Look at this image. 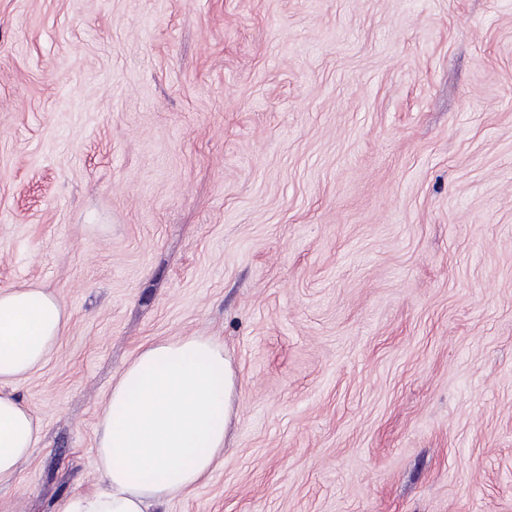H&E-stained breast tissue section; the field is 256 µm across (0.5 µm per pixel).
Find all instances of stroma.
Returning a JSON list of instances; mask_svg holds the SVG:
<instances>
[{"label": "stroma", "mask_w": 512, "mask_h": 512, "mask_svg": "<svg viewBox=\"0 0 512 512\" xmlns=\"http://www.w3.org/2000/svg\"><path fill=\"white\" fill-rule=\"evenodd\" d=\"M70 313L0 512L99 490L148 342L217 336L163 512H512V0H0V289Z\"/></svg>", "instance_id": "35a3bbf8"}]
</instances>
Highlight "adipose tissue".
Masks as SVG:
<instances>
[{
  "label": "adipose tissue",
  "instance_id": "1",
  "mask_svg": "<svg viewBox=\"0 0 512 512\" xmlns=\"http://www.w3.org/2000/svg\"><path fill=\"white\" fill-rule=\"evenodd\" d=\"M69 320L45 289L0 290V486L14 481L41 433L13 385L47 360ZM236 387L237 373L218 337L144 346L98 418L97 472L106 489L72 495L63 512H157L205 482L224 457Z\"/></svg>",
  "mask_w": 512,
  "mask_h": 512
}]
</instances>
